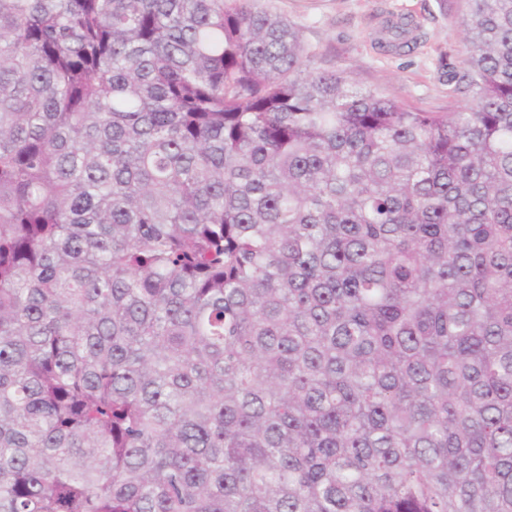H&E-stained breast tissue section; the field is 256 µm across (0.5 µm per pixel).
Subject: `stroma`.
I'll list each match as a JSON object with an SVG mask.
<instances>
[{"label": "stroma", "mask_w": 512, "mask_h": 512, "mask_svg": "<svg viewBox=\"0 0 512 512\" xmlns=\"http://www.w3.org/2000/svg\"><path fill=\"white\" fill-rule=\"evenodd\" d=\"M299 28L318 64L347 72L362 86L424 112L468 104L458 91L471 45L463 34L462 0H263ZM410 22L416 46L386 52L378 46L388 24Z\"/></svg>", "instance_id": "1"}]
</instances>
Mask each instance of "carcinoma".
<instances>
[{"label": "carcinoma", "mask_w": 512, "mask_h": 512, "mask_svg": "<svg viewBox=\"0 0 512 512\" xmlns=\"http://www.w3.org/2000/svg\"><path fill=\"white\" fill-rule=\"evenodd\" d=\"M464 2L421 112L261 0H0V512H512V0Z\"/></svg>", "instance_id": "carcinoma-1"}]
</instances>
